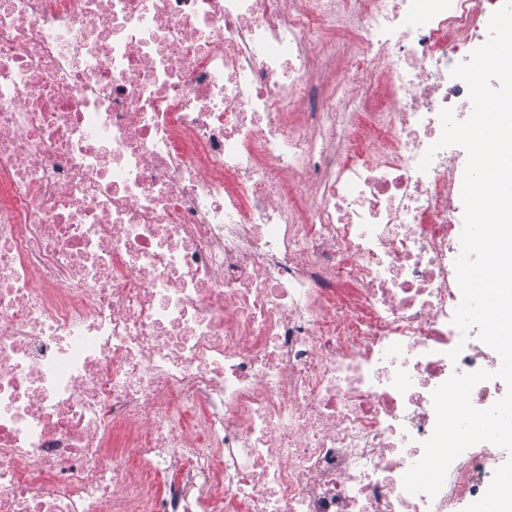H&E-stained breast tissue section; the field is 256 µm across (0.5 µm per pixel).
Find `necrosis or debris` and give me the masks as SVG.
Wrapping results in <instances>:
<instances>
[{"instance_id": "4bbe7bcc", "label": "necrosis or debris", "mask_w": 512, "mask_h": 512, "mask_svg": "<svg viewBox=\"0 0 512 512\" xmlns=\"http://www.w3.org/2000/svg\"><path fill=\"white\" fill-rule=\"evenodd\" d=\"M502 0H0V512H460L403 476L452 317L459 151ZM357 43L336 96L310 52ZM460 348L457 359L448 353Z\"/></svg>"}]
</instances>
